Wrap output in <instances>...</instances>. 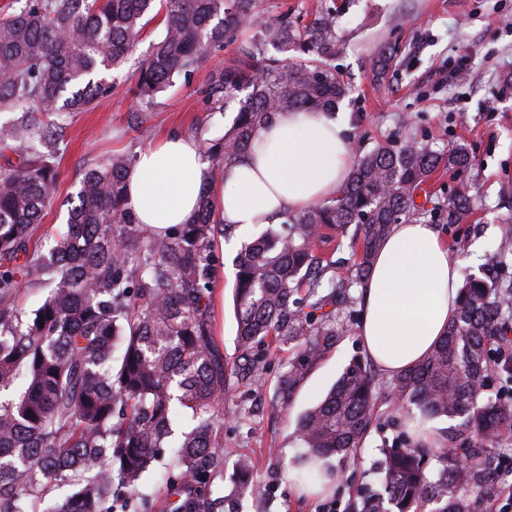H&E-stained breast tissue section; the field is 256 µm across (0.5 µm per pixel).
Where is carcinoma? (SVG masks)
I'll list each match as a JSON object with an SVG mask.
<instances>
[{
	"instance_id": "carcinoma-1",
	"label": "carcinoma",
	"mask_w": 512,
	"mask_h": 512,
	"mask_svg": "<svg viewBox=\"0 0 512 512\" xmlns=\"http://www.w3.org/2000/svg\"><path fill=\"white\" fill-rule=\"evenodd\" d=\"M153 12L162 16L161 36L133 72L145 108L206 55L252 32L235 60L212 73L204 97L209 112H236L224 135L201 142L214 168L251 149L255 129L274 113L325 112L350 92L333 65L336 11L329 8L293 25L286 14L265 16L258 0H26L0 21V110L19 113L0 124V512H112V503L136 492L162 448L174 449L169 512L212 510L192 493L213 462L229 392L212 317L217 239L234 227L222 222L211 189L203 188L188 223L152 232L125 196L133 158L114 153L84 169L53 244L45 250L37 237L66 122L110 96L107 75L135 55ZM271 48L292 61L282 64ZM473 164L460 147L380 144L356 159L340 195L245 244L235 263L238 372L258 380L262 346L296 344L301 361L284 381L288 392L303 362L350 333L349 290L368 276L392 225L471 217L474 196L462 174ZM441 170L456 181L448 201L417 202ZM326 229L352 235L359 251L352 279L321 295L331 263L315 245ZM25 281L48 288L29 313L16 304ZM511 311L512 289L467 278L446 336L397 375L393 391L415 403L421 419L460 417L468 433L448 438L453 453L436 456L434 473L423 436L383 451L384 494L368 499L363 512H477L459 495L493 487L476 447L512 441V405L486 397L488 347L507 332ZM374 388L367 364L356 361L300 417L298 483L318 478L327 457L358 447L372 424ZM182 412L191 424L178 432ZM66 480L78 490L49 499Z\"/></svg>"
}]
</instances>
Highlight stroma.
Returning <instances> with one entry per match:
<instances>
[{
	"mask_svg": "<svg viewBox=\"0 0 512 512\" xmlns=\"http://www.w3.org/2000/svg\"><path fill=\"white\" fill-rule=\"evenodd\" d=\"M335 6L339 52L337 72L351 87L338 116L347 122L355 154L377 144L416 140L442 150L468 149L475 159L469 174L477 196L468 224L438 230L460 249L468 266H487L512 282V266L492 257L512 216V0H259L265 15L281 13L310 22L324 6ZM237 45L207 56L185 79L161 92L149 111L132 94L131 66L112 71L109 101L75 113L60 145L56 189L43 228L67 222L68 198L84 169L114 151L135 153L178 130L213 139L230 128L233 112L210 113L203 104L212 71L237 56ZM247 237L219 240V279L214 298V333L227 363L237 356L233 310L234 259ZM363 351L356 334L341 337L322 359L307 364L303 378L282 398L279 386L297 359L294 349L268 346L260 381L231 379L224 402V427L212 484L205 495L223 498V512H349L359 492L378 493L376 471L383 449L413 440L407 413L392 397L393 380L376 373V418L356 456L330 457L340 473L328 493L301 496L286 468L302 453L296 436L300 416L316 405L353 359ZM249 457L246 494L237 492V462ZM169 456H162L135 494L115 512H166Z\"/></svg>",
	"mask_w": 512,
	"mask_h": 512,
	"instance_id": "35a3bbf8",
	"label": "stroma"
}]
</instances>
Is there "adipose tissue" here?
<instances>
[{
  "instance_id": "obj_1",
  "label": "adipose tissue",
  "mask_w": 512,
  "mask_h": 512,
  "mask_svg": "<svg viewBox=\"0 0 512 512\" xmlns=\"http://www.w3.org/2000/svg\"><path fill=\"white\" fill-rule=\"evenodd\" d=\"M354 154L346 125L323 112H281L258 127L253 146L225 164L215 204L224 223L244 232L280 224L336 197ZM200 143L171 134L138 150L125 177L139 223L183 224L201 196ZM465 261L431 224H395L379 247L361 291V346L387 375L418 362L445 336L458 311Z\"/></svg>"
}]
</instances>
